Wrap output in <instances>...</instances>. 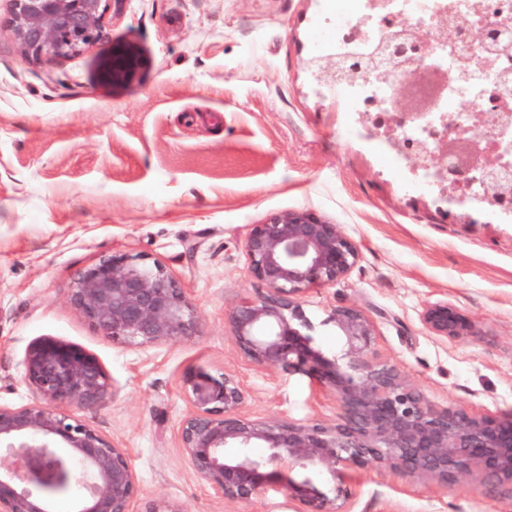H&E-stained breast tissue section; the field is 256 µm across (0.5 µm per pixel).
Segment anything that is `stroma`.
I'll return each instance as SVG.
<instances>
[{
	"label": "stroma",
	"mask_w": 512,
	"mask_h": 512,
	"mask_svg": "<svg viewBox=\"0 0 512 512\" xmlns=\"http://www.w3.org/2000/svg\"><path fill=\"white\" fill-rule=\"evenodd\" d=\"M320 5L125 0L91 49L33 60L8 24L11 0H0V404L30 401L21 377L37 338L93 354L117 394L75 415L128 448L139 500L236 512L180 448L189 368L237 376L246 417L337 419L331 391L250 363L226 322L263 290L247 270L250 226L283 211H312L358 247L348 277L303 296L324 348L339 345L328 314L358 306L376 323L380 358L432 401L512 412V223L410 192L381 156L342 136L340 104L315 88ZM116 45L144 60L120 87L100 79ZM120 254L165 267L192 298L200 336L128 347L70 307L82 274ZM437 301L458 307L477 337L424 330L422 311ZM349 475L352 512H512V499L467 480L410 483L371 466Z\"/></svg>",
	"instance_id": "obj_1"
}]
</instances>
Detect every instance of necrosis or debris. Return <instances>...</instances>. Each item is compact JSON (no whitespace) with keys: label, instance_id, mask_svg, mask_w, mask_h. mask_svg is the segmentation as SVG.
Segmentation results:
<instances>
[{"label":"necrosis or debris","instance_id":"obj_1","mask_svg":"<svg viewBox=\"0 0 512 512\" xmlns=\"http://www.w3.org/2000/svg\"><path fill=\"white\" fill-rule=\"evenodd\" d=\"M459 17L473 25L489 20L512 24V0H394L392 9L383 15L377 13L373 0H339L337 8L320 11L328 37L320 42L318 51L335 58L358 53L384 40L403 20L431 28ZM483 54L482 47L464 40L458 41L456 50L445 53L443 65L451 80L436 106L437 111L460 115L482 109L483 100L476 90L486 83V71L481 62ZM320 89L342 103L344 132L377 149L393 169L405 174L409 188L425 194L445 195L451 204L480 206L478 188H470L462 199L456 198L453 191H442L430 173L414 167L390 140L377 136V129L382 128L386 114L392 110L395 82L380 81L364 74L350 81L321 84Z\"/></svg>","mask_w":512,"mask_h":512}]
</instances>
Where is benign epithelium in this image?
Instances as JSON below:
<instances>
[{
	"mask_svg": "<svg viewBox=\"0 0 512 512\" xmlns=\"http://www.w3.org/2000/svg\"><path fill=\"white\" fill-rule=\"evenodd\" d=\"M10 25L23 53L34 60L77 56L104 37L103 18L123 0H12ZM458 33L402 24L387 39L347 64L326 59L319 77L341 80L358 73L389 75L396 58L404 74L391 120L399 127L425 120L448 86L438 60H414L430 42H456ZM473 39L494 52L512 54L507 35L485 29ZM139 67L130 51L112 55L106 76L130 79ZM512 80L501 72L488 94L487 110L465 116L467 161L458 160L459 124L438 116L443 131L433 148L410 158L430 168L440 185L473 184L484 199L509 190L504 162L512 144ZM248 271L264 291L241 301L227 323L249 362L302 374L335 395L340 413L331 424L250 419L248 393L232 374L190 369L183 376L190 408L179 439L196 478L231 503H249L280 492L292 512H346L356 489L341 469L373 465L410 482L448 486L472 479L512 497V414L478 415L464 406H439L397 365L379 360L373 319L353 305L335 308L323 325L340 338L337 351L317 343L302 307L304 293L345 279L358 259L355 243L340 225L307 210L278 213L252 226L244 240ZM69 304L103 336L126 346L175 344L200 335L201 320L186 291L163 266L130 255L113 256L88 269ZM423 327L443 340L476 335L475 324L456 306L438 301L421 315ZM21 382L29 403L0 405V512H56L54 495L71 499L70 512H186L165 500L138 503V479L128 450L69 411L90 409L113 398L100 362L61 340L43 337L27 350Z\"/></svg>",
	"mask_w": 512,
	"mask_h": 512,
	"instance_id": "benign-epithelium-1",
	"label": "benign epithelium"
}]
</instances>
